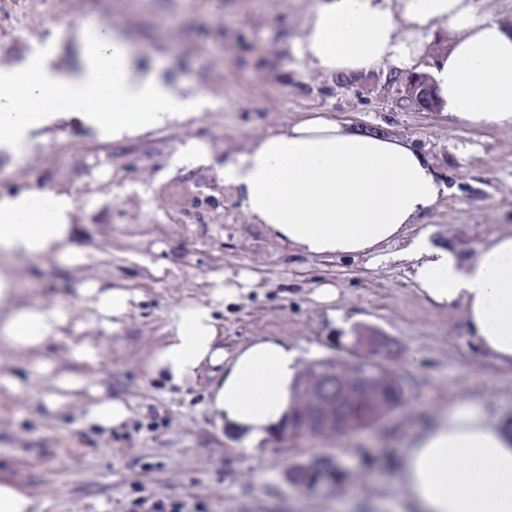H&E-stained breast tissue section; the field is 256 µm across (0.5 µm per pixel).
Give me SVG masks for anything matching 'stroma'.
I'll list each match as a JSON object with an SVG mask.
<instances>
[{
  "instance_id": "35a3bbf8",
  "label": "stroma",
  "mask_w": 512,
  "mask_h": 512,
  "mask_svg": "<svg viewBox=\"0 0 512 512\" xmlns=\"http://www.w3.org/2000/svg\"><path fill=\"white\" fill-rule=\"evenodd\" d=\"M103 0L114 25L131 27L177 79L202 83L221 107L182 123L112 139L75 113L30 135L19 153L0 150V202L41 186L68 193L81 264L55 258H10L22 275L21 302L67 299L77 289L127 288L141 300L120 332L104 333L84 303L74 304L64 339L101 346L80 372L131 416L102 432L80 422L82 399L51 414L41 395L48 382L19 353L20 381L0 393V478L22 485L37 512H128L140 494L180 499L189 512H375L378 498L399 499L397 473L418 429L458 395H479L512 421V372L465 344L461 309H438L414 290L402 243L389 259L306 257L251 223L221 172L224 149L267 133L304 112L325 110L350 125L407 139L433 162L447 195L410 225L433 244L461 254L512 227V130L460 125L439 111L417 110L406 97L408 73L380 68L355 78L306 71L291 46L315 0ZM87 0H0V56L23 62L49 51L77 66L80 34L67 19ZM236 123H224L225 111ZM209 145V163L182 164L179 144ZM248 273L249 288L217 310L224 351L257 338L288 343L301 364L348 358L347 337L361 326L393 336L403 402L361 437L270 436L253 449L229 425H217L208 395L219 371L209 367L182 387L151 377L148 363L178 304L208 297L216 277ZM336 285L332 306L311 297L316 283ZM345 467L343 483L307 490L313 468Z\"/></svg>"
}]
</instances>
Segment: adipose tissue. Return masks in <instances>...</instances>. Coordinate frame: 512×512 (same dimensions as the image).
<instances>
[{
    "instance_id": "1",
    "label": "adipose tissue",
    "mask_w": 512,
    "mask_h": 512,
    "mask_svg": "<svg viewBox=\"0 0 512 512\" xmlns=\"http://www.w3.org/2000/svg\"><path fill=\"white\" fill-rule=\"evenodd\" d=\"M485 0H315L294 57L322 75L355 76L379 67L427 73L438 104L454 121L512 129V22L487 18ZM451 39L436 53L431 40ZM62 92L65 109L120 138L198 116L215 108L209 88L174 82L161 61H147L138 42L86 14L81 64L52 67L49 56L0 67V148L16 150L30 131L54 121L46 106ZM224 186L241 200L248 219L309 258L361 257L376 265L405 241L398 257L411 268L416 292L430 305L462 309L467 340L494 366L512 370V229L491 234L461 256L410 236L409 227L445 192L432 162L406 140L360 131L331 115H301L247 143L224 161ZM71 197L48 198L46 214L22 194L0 204V256H56L79 264L71 234ZM237 285L216 278L208 298L182 303L168 316V335L150 361L152 376L183 386L204 367L221 368L210 410L217 423L245 434L246 448L281 425L300 371L297 349L259 338L226 357L216 310ZM12 275L0 269V346L40 353L49 376L43 398L62 410L87 386L77 373H55L45 349L63 336L68 302L16 304ZM95 320L119 331L138 302L137 291L78 289ZM395 512H512V426L478 396L455 397L404 451Z\"/></svg>"
}]
</instances>
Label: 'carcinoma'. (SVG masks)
Masks as SVG:
<instances>
[{
    "label": "carcinoma",
    "instance_id": "carcinoma-1",
    "mask_svg": "<svg viewBox=\"0 0 512 512\" xmlns=\"http://www.w3.org/2000/svg\"><path fill=\"white\" fill-rule=\"evenodd\" d=\"M397 347L398 342L394 338L381 343L376 358L369 362L368 370L363 367L354 370L339 358L311 362L303 369L294 385L291 416H306L317 427L323 423L324 417L311 410L310 394L305 387V383L312 379L318 382L319 393L331 405L332 415L336 419L342 420L359 410H368L375 414L372 423H377L399 406L406 394L400 377L390 368ZM332 370L336 371V375L330 374ZM351 380L356 382L357 388L348 395L342 394L339 386Z\"/></svg>",
    "mask_w": 512,
    "mask_h": 512
}]
</instances>
